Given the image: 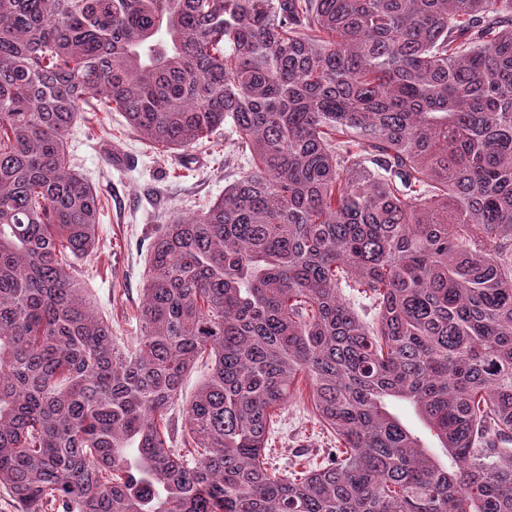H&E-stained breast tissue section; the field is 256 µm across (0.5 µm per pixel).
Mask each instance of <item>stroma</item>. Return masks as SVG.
Here are the masks:
<instances>
[{
	"label": "stroma",
	"mask_w": 512,
	"mask_h": 512,
	"mask_svg": "<svg viewBox=\"0 0 512 512\" xmlns=\"http://www.w3.org/2000/svg\"><path fill=\"white\" fill-rule=\"evenodd\" d=\"M70 160L101 196L98 244L77 265L85 296L112 325L120 345L139 334L137 310L148 271L147 245L160 224L209 206L247 169L232 134L217 133L185 152H162L128 126L122 113L87 106L66 134ZM125 163L112 159L113 151ZM336 435L320 423L301 385L270 426L267 452L279 475L325 465Z\"/></svg>",
	"instance_id": "35a3bbf8"
}]
</instances>
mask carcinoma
<instances>
[{
  "mask_svg": "<svg viewBox=\"0 0 512 512\" xmlns=\"http://www.w3.org/2000/svg\"><path fill=\"white\" fill-rule=\"evenodd\" d=\"M91 98L167 151L226 124L249 151L160 225L132 349L74 269ZM202 359L186 455L165 419ZM301 375L341 448L279 477ZM0 488L19 512H512V0H0ZM343 296L346 298L347 302L350 303L360 319L370 322L375 318L377 310L364 295L359 294L357 291H352L349 288H345L343 289Z\"/></svg>",
  "mask_w": 512,
  "mask_h": 512,
  "instance_id": "1",
  "label": "carcinoma"
}]
</instances>
